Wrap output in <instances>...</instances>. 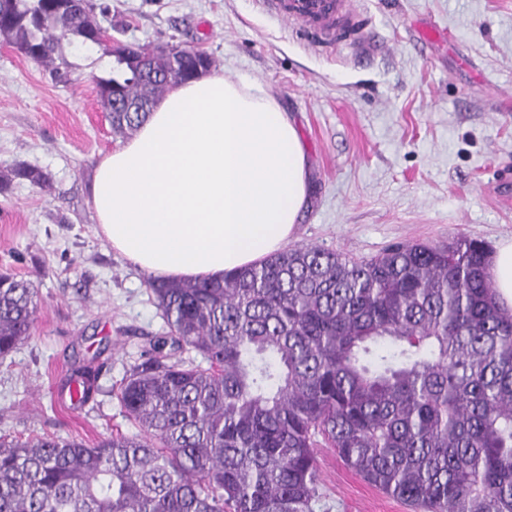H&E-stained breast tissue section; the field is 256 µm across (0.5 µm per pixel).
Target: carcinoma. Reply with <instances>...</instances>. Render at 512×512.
<instances>
[{
  "label": "carcinoma",
  "mask_w": 512,
  "mask_h": 512,
  "mask_svg": "<svg viewBox=\"0 0 512 512\" xmlns=\"http://www.w3.org/2000/svg\"><path fill=\"white\" fill-rule=\"evenodd\" d=\"M92 0H0V41L71 82L63 48L112 56L96 84L112 133L146 120L174 81L138 79L150 50L101 37ZM179 82L199 73L178 46ZM49 184L32 166L0 171ZM169 326L120 385L140 433L88 447L0 439V512H313L315 439L371 485L421 512H512V308L489 249L397 243L355 260L288 248L220 281L149 279ZM30 284L0 273V357L30 335ZM191 350L207 363L176 356ZM79 369L77 406L97 390Z\"/></svg>",
  "instance_id": "obj_1"
}]
</instances>
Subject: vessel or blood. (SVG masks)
Masks as SVG:
<instances>
[{"mask_svg":"<svg viewBox=\"0 0 512 512\" xmlns=\"http://www.w3.org/2000/svg\"><path fill=\"white\" fill-rule=\"evenodd\" d=\"M279 21L296 27L321 50L362 37L361 18L353 0H260Z\"/></svg>","mask_w":512,"mask_h":512,"instance_id":"b4317fda","label":"vessel or blood"}]
</instances>
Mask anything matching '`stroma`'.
<instances>
[{
    "mask_svg": "<svg viewBox=\"0 0 512 512\" xmlns=\"http://www.w3.org/2000/svg\"><path fill=\"white\" fill-rule=\"evenodd\" d=\"M127 44L204 51L212 71L286 108L312 192L292 245L370 258L394 243L488 247L512 238V0H356L373 42L322 51L258 0H93ZM71 83L0 43V169L49 174L0 194V271L37 293L28 338L0 358V436L93 444L134 435L117 398L168 325L147 275L114 253L89 203L97 162L123 145L95 94L112 58L69 51ZM89 365L100 388L72 409L61 390ZM314 512H415L317 448Z\"/></svg>",
    "mask_w": 512,
    "mask_h": 512,
    "instance_id": "1",
    "label": "stroma"
}]
</instances>
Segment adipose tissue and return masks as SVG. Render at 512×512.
Instances as JSON below:
<instances>
[{
    "instance_id": "adipose-tissue-1",
    "label": "adipose tissue",
    "mask_w": 512,
    "mask_h": 512,
    "mask_svg": "<svg viewBox=\"0 0 512 512\" xmlns=\"http://www.w3.org/2000/svg\"><path fill=\"white\" fill-rule=\"evenodd\" d=\"M306 152L280 104L217 74L179 84L96 165L90 202L114 251L152 277L220 279L293 237Z\"/></svg>"
}]
</instances>
